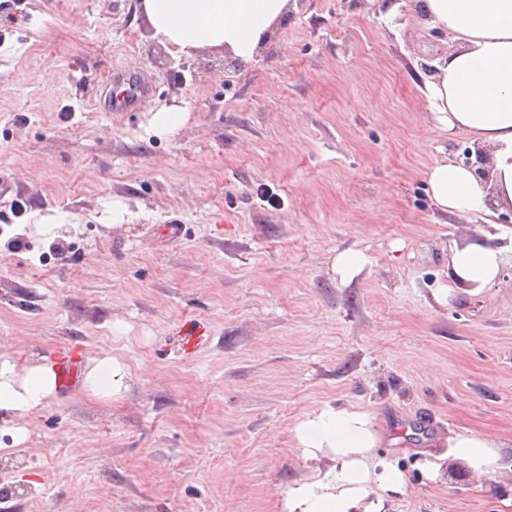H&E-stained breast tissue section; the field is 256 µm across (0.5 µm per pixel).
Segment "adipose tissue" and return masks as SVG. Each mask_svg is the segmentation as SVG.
Segmentation results:
<instances>
[{"mask_svg": "<svg viewBox=\"0 0 512 512\" xmlns=\"http://www.w3.org/2000/svg\"><path fill=\"white\" fill-rule=\"evenodd\" d=\"M289 7L290 0H142L149 37L173 56L211 49L242 63L258 55ZM421 8L452 43L425 81L429 107L449 132L466 134L472 147L490 151L486 181L449 158L431 165L426 176L432 199L443 213L489 226L497 212L512 209V0H421ZM501 239L488 230L455 246L448 259L451 289L475 295L495 284L507 250ZM126 375L125 365L105 353L86 371L84 387L109 399L124 389ZM56 385L52 367L19 370L1 360L0 413L20 417L43 408ZM295 436L307 458L327 451L333 464L289 487L287 512H387L389 498L405 494L407 482L396 467L370 470L367 453L377 436L367 413L327 405L305 416ZM445 446L427 460L429 472L438 473L451 458L483 475L512 472V461L484 437L451 436Z\"/></svg>", "mask_w": 512, "mask_h": 512, "instance_id": "ef3b65f1", "label": "adipose tissue"}]
</instances>
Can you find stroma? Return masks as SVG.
Here are the masks:
<instances>
[{
    "instance_id": "obj_1",
    "label": "stroma",
    "mask_w": 512,
    "mask_h": 512,
    "mask_svg": "<svg viewBox=\"0 0 512 512\" xmlns=\"http://www.w3.org/2000/svg\"><path fill=\"white\" fill-rule=\"evenodd\" d=\"M449 47L416 0H293L227 70L159 51L140 0H0V356L128 371L112 399L0 419V512H283L332 464L294 437L327 404L367 412L371 463L404 472L388 512H512L511 473L425 469L452 434L512 455V254L434 297L482 230L426 180L469 145L421 92ZM121 76L150 89L130 112L108 109ZM364 263V256L360 252L341 251L333 257L331 266L342 278H348L357 273Z\"/></svg>"
}]
</instances>
